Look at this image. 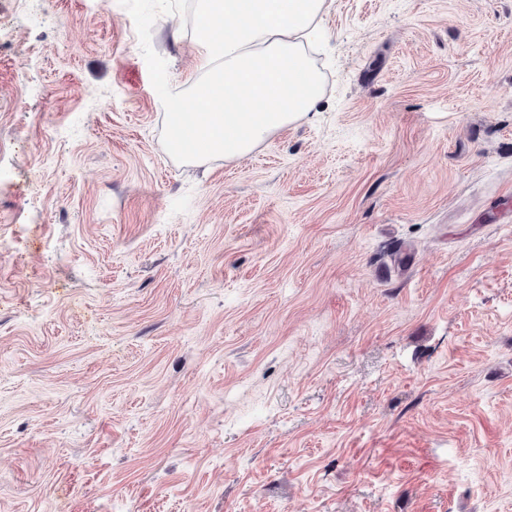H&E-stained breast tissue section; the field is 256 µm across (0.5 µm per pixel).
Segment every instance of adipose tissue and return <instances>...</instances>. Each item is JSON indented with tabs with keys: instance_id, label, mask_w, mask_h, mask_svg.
<instances>
[{
	"instance_id": "obj_1",
	"label": "adipose tissue",
	"mask_w": 512,
	"mask_h": 512,
	"mask_svg": "<svg viewBox=\"0 0 512 512\" xmlns=\"http://www.w3.org/2000/svg\"><path fill=\"white\" fill-rule=\"evenodd\" d=\"M327 0H197L196 74L167 114L172 152L249 155L323 97L308 47Z\"/></svg>"
}]
</instances>
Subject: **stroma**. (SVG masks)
<instances>
[{"label": "stroma", "instance_id": "obj_1", "mask_svg": "<svg viewBox=\"0 0 512 512\" xmlns=\"http://www.w3.org/2000/svg\"><path fill=\"white\" fill-rule=\"evenodd\" d=\"M193 8L0 0V512H512V0H329L234 162Z\"/></svg>", "mask_w": 512, "mask_h": 512}]
</instances>
